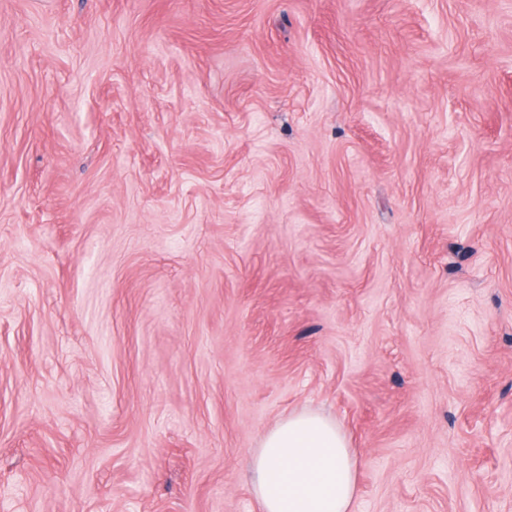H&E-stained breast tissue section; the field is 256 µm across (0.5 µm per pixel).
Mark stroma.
Instances as JSON below:
<instances>
[{"instance_id":"35a3bbf8","label":"stroma","mask_w":512,"mask_h":512,"mask_svg":"<svg viewBox=\"0 0 512 512\" xmlns=\"http://www.w3.org/2000/svg\"><path fill=\"white\" fill-rule=\"evenodd\" d=\"M512 512V0H0V512ZM357 467L336 420L309 410L263 433L249 464L261 512H353Z\"/></svg>"}]
</instances>
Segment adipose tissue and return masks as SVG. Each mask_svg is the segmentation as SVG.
<instances>
[{
    "label": "adipose tissue",
    "mask_w": 512,
    "mask_h": 512,
    "mask_svg": "<svg viewBox=\"0 0 512 512\" xmlns=\"http://www.w3.org/2000/svg\"><path fill=\"white\" fill-rule=\"evenodd\" d=\"M357 467L342 428L309 410L263 433L249 464L262 512H352Z\"/></svg>",
    "instance_id": "adipose-tissue-1"
}]
</instances>
